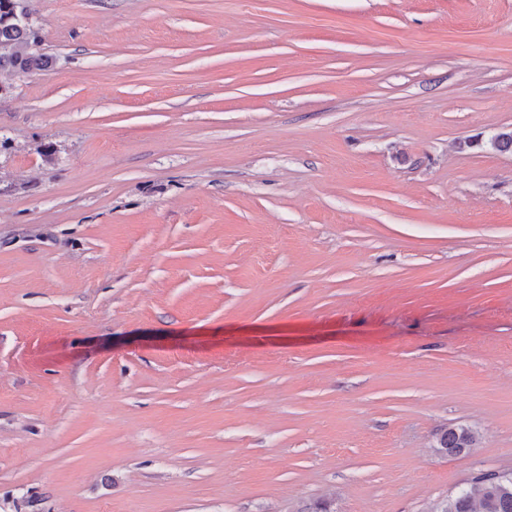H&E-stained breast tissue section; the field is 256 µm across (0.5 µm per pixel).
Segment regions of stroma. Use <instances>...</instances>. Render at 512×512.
Returning a JSON list of instances; mask_svg holds the SVG:
<instances>
[{"label":"stroma","mask_w":512,"mask_h":512,"mask_svg":"<svg viewBox=\"0 0 512 512\" xmlns=\"http://www.w3.org/2000/svg\"><path fill=\"white\" fill-rule=\"evenodd\" d=\"M27 6L0 512H430L512 471V0ZM476 442L477 436L470 428L451 426L438 434L435 448L442 454H456L473 448Z\"/></svg>","instance_id":"obj_1"}]
</instances>
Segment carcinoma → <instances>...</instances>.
<instances>
[{"mask_svg":"<svg viewBox=\"0 0 512 512\" xmlns=\"http://www.w3.org/2000/svg\"><path fill=\"white\" fill-rule=\"evenodd\" d=\"M25 0H0V71L29 73L47 65L38 52L41 27L31 18ZM477 436L464 426H451L436 437L442 454L474 447ZM431 512H512V472H482L466 480L457 491L437 501Z\"/></svg>","mask_w":512,"mask_h":512,"instance_id":"cac0c4a2","label":"carcinoma"}]
</instances>
